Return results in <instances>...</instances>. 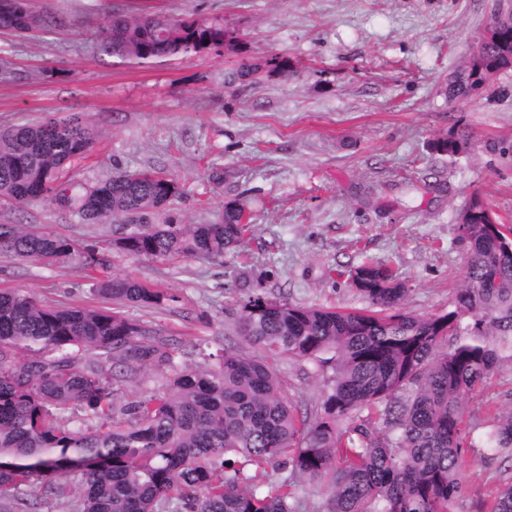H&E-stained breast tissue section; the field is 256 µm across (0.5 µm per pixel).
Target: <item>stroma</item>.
<instances>
[{"label":"stroma","instance_id":"stroma-1","mask_svg":"<svg viewBox=\"0 0 512 512\" xmlns=\"http://www.w3.org/2000/svg\"><path fill=\"white\" fill-rule=\"evenodd\" d=\"M64 23L31 40L0 34V126L80 112L101 130L92 154L64 179L84 187L119 170H157L183 194L159 215L176 224L221 219L226 202L247 204L252 228L223 261L136 260L112 245L114 227L85 224L49 202H0V224L53 231L104 252L108 274L174 294L158 308L123 307L172 339L176 360L238 344V302L249 292L294 305L361 309L351 285L363 261L392 267L405 281L406 311L446 312L463 281L461 212L480 199L512 224V72L501 93L467 103L448 98V78L466 66L491 18L493 0H34ZM152 11L217 19L234 30L235 50H210L155 64L100 55L104 18ZM271 55L281 73L243 88L227 74L240 61ZM459 129L466 153L431 152ZM224 173L214 184L212 170ZM60 305L105 300L78 259L45 266L0 253V289ZM277 368L299 412H320L329 379L312 363L281 357ZM512 409V359L467 399L465 419L482 430L491 412ZM464 494L452 512H482L512 484V459L469 449Z\"/></svg>","mask_w":512,"mask_h":512}]
</instances>
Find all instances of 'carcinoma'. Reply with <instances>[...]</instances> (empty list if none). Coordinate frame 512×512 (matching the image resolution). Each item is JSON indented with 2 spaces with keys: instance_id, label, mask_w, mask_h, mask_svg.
I'll use <instances>...</instances> for the list:
<instances>
[{
  "instance_id": "carcinoma-1",
  "label": "carcinoma",
  "mask_w": 512,
  "mask_h": 512,
  "mask_svg": "<svg viewBox=\"0 0 512 512\" xmlns=\"http://www.w3.org/2000/svg\"><path fill=\"white\" fill-rule=\"evenodd\" d=\"M32 0H0V29L30 39L58 24ZM479 42L485 65L512 70V11ZM232 41L224 24L141 12L114 14L96 49L122 61L191 57ZM268 58L243 61L228 82L251 85ZM469 60L448 84L466 102L495 89ZM100 136L79 113L50 114L0 127V198L15 205L50 201L86 224L131 226L113 245L134 259L221 261L249 231L245 204L224 205L209 224H154L180 196L160 171H119L79 191L60 175ZM458 130L432 142L436 153L466 152ZM464 279L448 311L404 310L408 288L389 266L363 264L354 288L359 310L301 306L262 294L241 300L234 345L204 362L177 364L172 343L107 306H58L20 290H0V499L27 508V491L55 498L70 484L72 512H305L300 481L320 485L321 512H452L462 495L469 432L465 401L512 357V225L491 224L473 201L460 215ZM0 251L51 264L77 256L103 266L98 249L23 224H0ZM98 294L117 305L156 308L175 295L132 278L107 279ZM95 359L81 361L80 352ZM288 356L332 371L322 412L310 418L288 400L274 362ZM167 368L165 383L119 405L118 392L142 371ZM359 418L360 423L345 425ZM488 455L512 457V410L490 418ZM489 512H512V485Z\"/></svg>"
}]
</instances>
